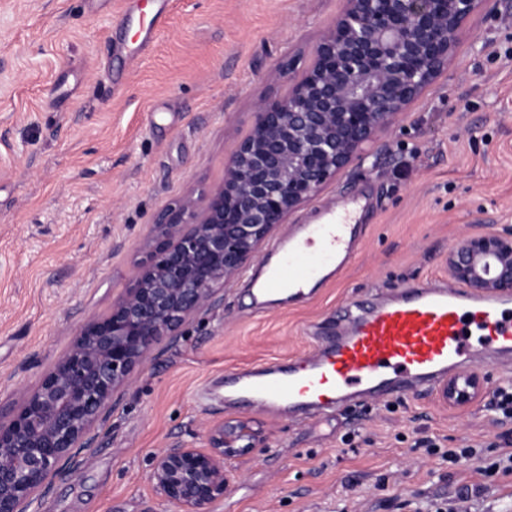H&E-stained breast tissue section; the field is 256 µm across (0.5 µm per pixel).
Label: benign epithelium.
Instances as JSON below:
<instances>
[{"label":"benign epithelium","mask_w":512,"mask_h":512,"mask_svg":"<svg viewBox=\"0 0 512 512\" xmlns=\"http://www.w3.org/2000/svg\"><path fill=\"white\" fill-rule=\"evenodd\" d=\"M485 2L345 0L309 69L287 94L258 104L224 181L158 215L110 312L80 326L67 352L0 417V512H31L55 481L77 472L130 376L157 347L177 342L292 212L365 159L377 132L448 68ZM447 265L474 291L512 294V228L464 236ZM483 387L464 371L441 384L440 397L465 406ZM204 437L205 449L180 443L151 458L155 489L180 512H210L235 478L224 461L265 447L263 429L249 420L209 424Z\"/></svg>","instance_id":"benign-epithelium-1"}]
</instances>
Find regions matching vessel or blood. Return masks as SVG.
Returning <instances> with one entry per match:
<instances>
[{"label":"vessel or blood","instance_id":"1","mask_svg":"<svg viewBox=\"0 0 512 512\" xmlns=\"http://www.w3.org/2000/svg\"><path fill=\"white\" fill-rule=\"evenodd\" d=\"M156 11L142 30L136 55L149 54L166 28ZM355 201L323 210L316 224L275 242L266 274L253 281L257 302L298 301L350 264L362 225L353 221ZM481 351L468 347L469 330ZM512 359V297L469 292L440 284H414L360 305L334 335L288 364L258 366L233 374L231 383L248 400L289 414L326 415L354 399L383 392L432 388L442 376L474 361L478 353Z\"/></svg>","mask_w":512,"mask_h":512}]
</instances>
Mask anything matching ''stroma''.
Here are the masks:
<instances>
[{"label":"stroma","mask_w":512,"mask_h":512,"mask_svg":"<svg viewBox=\"0 0 512 512\" xmlns=\"http://www.w3.org/2000/svg\"><path fill=\"white\" fill-rule=\"evenodd\" d=\"M157 0H0V413L69 348L79 326L108 314L157 215L224 179L260 99L288 91L343 0H172L170 23L143 61L133 43ZM125 28L115 20L124 11ZM66 82L49 104L45 92ZM362 194L357 259L309 299L256 310L254 260L181 339L135 371L41 512H176L150 479L153 453L204 447L207 424L246 419L268 446L228 460L236 479L211 512H512V474L488 480L472 459L449 467L417 445L501 441L512 422L488 411L512 367L475 362L485 378L469 404L437 390L356 400L329 419L224 401V380L297 358L310 326L330 332L351 305L410 284L448 282L463 233L512 225V11L488 0L460 36L447 72L288 219Z\"/></svg>","instance_id":"35a3bbf8"}]
</instances>
